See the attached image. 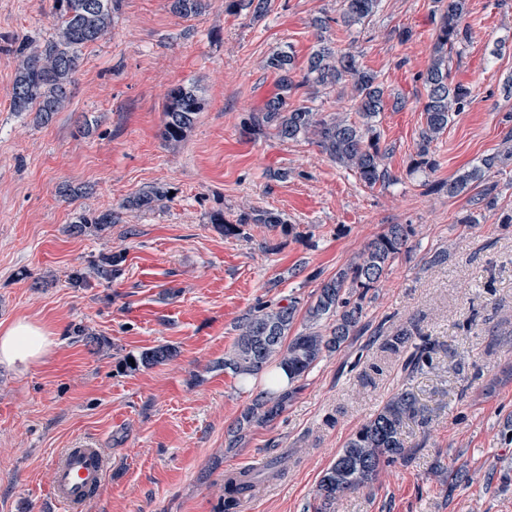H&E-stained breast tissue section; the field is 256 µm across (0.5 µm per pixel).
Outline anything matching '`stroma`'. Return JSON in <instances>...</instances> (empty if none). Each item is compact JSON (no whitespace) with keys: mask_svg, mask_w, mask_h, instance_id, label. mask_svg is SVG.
<instances>
[{"mask_svg":"<svg viewBox=\"0 0 512 512\" xmlns=\"http://www.w3.org/2000/svg\"><path fill=\"white\" fill-rule=\"evenodd\" d=\"M53 5L0 0V331L26 318L53 339L26 372L0 367V512H57L50 461L81 437L107 460L84 512H219L225 474L283 454L286 476L242 512H307L349 435L402 388L428 427L409 425V455L336 512H512V161L492 175L495 209L474 224L461 221L466 196L423 187L502 150L512 130V0H469L467 36L448 60L474 99L434 142L431 171L411 163L437 0H381L351 28L335 22L340 0H272L259 18L229 14L224 0L192 18L169 0H120L110 40L83 48L65 108L44 124L11 108L14 50L49 37ZM322 40L355 51L386 88L377 129L389 185L365 186L309 141L246 131L277 90L266 58L290 50L302 70ZM177 85L196 88L203 108L168 146L164 106ZM274 170L287 180L270 179ZM65 184L77 196L61 197ZM154 187L170 192L161 207L123 209ZM252 208L281 213L295 233L248 224L227 236L210 221ZM105 210L119 223L72 233L77 215ZM390 224L415 235L364 303L368 334L324 357L286 413L228 449V428L264 387L217 366L237 321L260 302L310 301ZM440 250L447 262L429 265ZM115 253L123 272L112 283L71 284L73 270ZM409 323L439 344L410 375L371 336ZM162 344L177 358L125 369L127 354ZM446 469L468 478L443 481Z\"/></svg>","mask_w":512,"mask_h":512,"instance_id":"1","label":"stroma"}]
</instances>
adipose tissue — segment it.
<instances>
[{"label": "adipose tissue", "mask_w": 512, "mask_h": 512, "mask_svg": "<svg viewBox=\"0 0 512 512\" xmlns=\"http://www.w3.org/2000/svg\"><path fill=\"white\" fill-rule=\"evenodd\" d=\"M52 341L37 324L20 319L0 332V366L26 372L48 351Z\"/></svg>", "instance_id": "obj_1"}]
</instances>
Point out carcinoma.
Wrapping results in <instances>:
<instances>
[{
    "mask_svg": "<svg viewBox=\"0 0 512 512\" xmlns=\"http://www.w3.org/2000/svg\"><path fill=\"white\" fill-rule=\"evenodd\" d=\"M54 32L42 43L23 42L15 49L18 60L15 74L12 109L15 112L35 111L42 123L49 122L63 109L69 88L81 60V49L112 34L113 14L119 0H54ZM271 0H225V10L233 15L261 17ZM380 0H341L336 23L346 27L358 25L377 12ZM204 0H171V9L185 17L202 13ZM468 14V0H448L436 20L432 56L421 75L425 89L422 102L424 126L420 133L416 169H433L432 145L473 99L472 87L457 83L450 77L448 51L466 35L463 21ZM267 69L277 75L278 92L263 107L250 115L247 131L253 136L272 134L282 141L311 139L330 160L354 172L369 187L390 180L384 166L388 148L381 146L377 118L385 106V87L377 74L358 62L350 51L319 46L308 58L306 70L297 74L292 52L279 50L266 61ZM342 83L351 85V101L356 118L339 112L324 114L291 102L295 91L308 87L313 91ZM202 110V99L192 87L178 85L169 90L164 109L162 139L177 144L185 138ZM512 158L506 153L486 155L463 174L443 182L424 184L427 193H444L450 198L477 189L467 199L474 210L494 208L498 183L487 174ZM167 196L155 187L130 197L124 209L152 210ZM212 223L226 235H237L246 224H268L291 234L294 227L280 213L253 209L238 215L235 222L215 213ZM119 214L104 211L92 217L82 214L73 230L83 231L87 224H116ZM415 230L410 224H390L372 239L358 258L323 281L315 297L307 304L301 331L290 334L300 301L291 297L288 303L262 302L237 322V337L232 349L224 355V370L243 381L270 367L282 371L287 387L273 385L258 392L251 404L228 431V447L237 448L254 424L271 423L288 409L303 388L314 366L326 355L338 351L352 337L366 329L362 323L364 299L377 287L394 261L408 249ZM122 256L116 254L93 265L97 278L110 283L120 275ZM436 346L422 336L416 325L402 326L383 337L380 348L403 360V369L418 371L430 362ZM177 349L159 345L133 356L125 362L128 369L138 370L173 360ZM429 417L415 394L402 388L394 393L369 419L349 436L343 448L324 471L316 489L314 512H335L336 500L347 492L370 484L380 467L404 458L409 446L404 429L411 423L427 426ZM280 460L275 459L259 471L247 469L224 481V512H232L241 499L249 496L257 484L278 475Z\"/></svg>",
    "mask_w": 512,
    "mask_h": 512,
    "instance_id": "cac0c4a2",
    "label": "carcinoma"
}]
</instances>
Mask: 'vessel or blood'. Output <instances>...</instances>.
I'll return each instance as SVG.
<instances>
[{"label":"vessel or blood","instance_id":"vessel-or-blood-1","mask_svg":"<svg viewBox=\"0 0 512 512\" xmlns=\"http://www.w3.org/2000/svg\"><path fill=\"white\" fill-rule=\"evenodd\" d=\"M106 462L100 449L75 439L51 465V495L58 512H82L102 486Z\"/></svg>","mask_w":512,"mask_h":512}]
</instances>
